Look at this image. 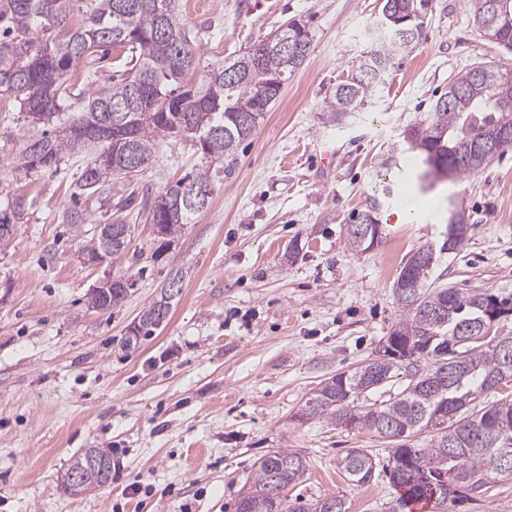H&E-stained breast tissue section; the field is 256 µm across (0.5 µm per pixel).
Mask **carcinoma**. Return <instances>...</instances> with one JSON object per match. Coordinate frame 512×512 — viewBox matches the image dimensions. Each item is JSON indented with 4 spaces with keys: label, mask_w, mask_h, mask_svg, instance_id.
Segmentation results:
<instances>
[{
    "label": "carcinoma",
    "mask_w": 512,
    "mask_h": 512,
    "mask_svg": "<svg viewBox=\"0 0 512 512\" xmlns=\"http://www.w3.org/2000/svg\"><path fill=\"white\" fill-rule=\"evenodd\" d=\"M73 2L0 0V95L13 98L32 124L42 126L40 133L23 136L0 166L56 173L71 157L96 145L98 152L74 180L73 196L89 200L112 186V177L128 175L124 151H115L116 146L134 149L147 166L156 156L159 137L189 142L201 151L205 166L160 193L168 205L158 207L154 220L168 245L202 211L185 203L190 188L213 194L214 183L232 167L238 148L263 119L259 98L269 107L308 52L288 64L269 55L259 69L243 54L213 68L195 89L187 78L199 64L201 40L179 22L177 0H91L83 25L72 29ZM385 2L392 3L402 21L391 27L411 31L423 25L412 14L424 0ZM503 2L506 9L493 12L488 0H477L473 23L492 41L511 48L512 0ZM285 36L305 44L312 40L307 27L290 21L268 41ZM117 46L123 49L118 76L91 91L70 82L68 74L84 51L99 63ZM407 50L391 32L378 31L375 47L355 74L336 86L328 106L332 120L339 124L373 104L396 55ZM116 112L129 119L115 124ZM496 132L512 133V67L480 63L457 75L434 102L429 118L409 128L405 139L422 155V177L439 178L474 174L490 163L471 149L477 138ZM30 206L23 196L11 198L0 209V227L19 223ZM380 208V200L372 198L355 223H379ZM130 216L122 207L110 213L104 223L112 225V246L92 234L83 252L93 257L123 254L135 231ZM468 230L465 212L448 211L442 239L409 255L394 281L403 316L387 336L384 356L326 379L301 409L307 419L364 428L391 445L383 471L402 510L412 503L442 506L450 496L482 492L493 480H512V469L506 468L512 462V334H490L498 323L512 319V293H469L430 283L439 260L464 249ZM347 244L353 252H365L373 248L374 237L349 229ZM128 295L116 278L112 285L94 289L90 303L108 310ZM169 312L170 296L164 290L142 311L128 341L152 335ZM402 374L408 382L400 392L358 405ZM426 430L433 432L428 445L415 446L414 438ZM83 458L74 457L61 476L62 488L71 495L110 484L99 470L85 466ZM377 466L363 448L349 450L337 463L355 485L369 482ZM74 470L81 476L77 487L68 483ZM307 471L306 458L289 448L261 456L236 512H349L340 496L311 506L297 499L288 502V487Z\"/></svg>",
    "instance_id": "carcinoma-1"
}]
</instances>
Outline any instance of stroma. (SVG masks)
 Masks as SVG:
<instances>
[{"label":"stroma","mask_w":512,"mask_h":512,"mask_svg":"<svg viewBox=\"0 0 512 512\" xmlns=\"http://www.w3.org/2000/svg\"><path fill=\"white\" fill-rule=\"evenodd\" d=\"M473 4L430 0L419 43L397 58L374 105L339 125L327 105L374 46L377 0H180L181 23L205 31L197 84L290 20L307 24L312 43L231 175L161 257L142 213L127 255L84 263L65 216L86 155L55 174L0 168V208L17 195L33 202L0 244V512H236L254 462L277 448L309 463L290 496L308 504L341 496L349 512H392L384 475L357 486L336 467L351 448L387 463V443L297 412L320 382L383 345L401 316L393 282L410 252L438 241L449 204L469 216L470 239L434 277L512 293V148L477 173L425 188L401 145L459 72L512 63V49L475 27ZM393 157L405 177L384 203L382 238L353 252L347 228L380 195ZM202 164L190 144L161 141L148 169L89 200L93 222L133 189L159 194ZM400 210L411 220L396 223ZM135 273L121 306L89 307L93 288ZM176 274L182 288L166 323L127 344ZM87 448L111 453L112 482L69 495L60 476ZM430 512H512V481Z\"/></svg>","instance_id":"35a3bbf8"}]
</instances>
